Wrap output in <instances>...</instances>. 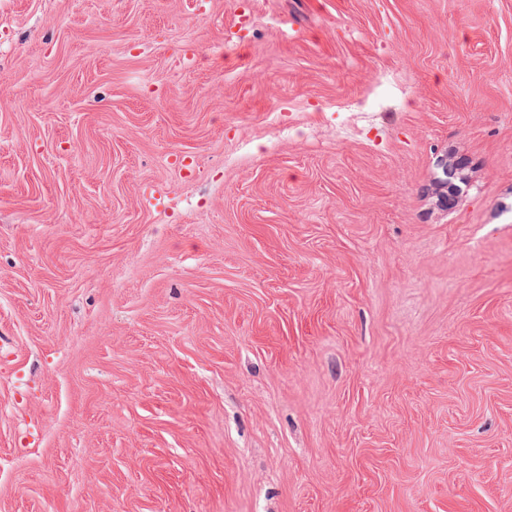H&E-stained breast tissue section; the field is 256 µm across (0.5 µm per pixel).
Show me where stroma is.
Returning a JSON list of instances; mask_svg holds the SVG:
<instances>
[{"instance_id":"stroma-1","label":"stroma","mask_w":512,"mask_h":512,"mask_svg":"<svg viewBox=\"0 0 512 512\" xmlns=\"http://www.w3.org/2000/svg\"><path fill=\"white\" fill-rule=\"evenodd\" d=\"M0 512H512V0H0Z\"/></svg>"}]
</instances>
